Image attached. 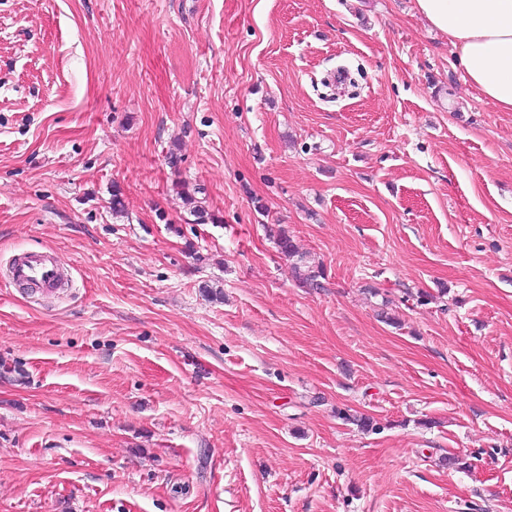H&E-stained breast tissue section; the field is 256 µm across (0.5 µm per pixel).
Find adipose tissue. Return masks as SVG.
<instances>
[{"label": "adipose tissue", "mask_w": 512, "mask_h": 512, "mask_svg": "<svg viewBox=\"0 0 512 512\" xmlns=\"http://www.w3.org/2000/svg\"><path fill=\"white\" fill-rule=\"evenodd\" d=\"M445 33L467 80L512 112V0H415Z\"/></svg>", "instance_id": "obj_1"}]
</instances>
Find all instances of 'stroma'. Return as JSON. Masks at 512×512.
<instances>
[{
  "label": "stroma",
  "instance_id": "35a3bbf8",
  "mask_svg": "<svg viewBox=\"0 0 512 512\" xmlns=\"http://www.w3.org/2000/svg\"><path fill=\"white\" fill-rule=\"evenodd\" d=\"M0 512H512V112L414 0H0ZM11 282L16 287L28 285L52 291L66 281L62 263L44 252L31 250L18 256L11 267Z\"/></svg>",
  "mask_w": 512,
  "mask_h": 512
}]
</instances>
